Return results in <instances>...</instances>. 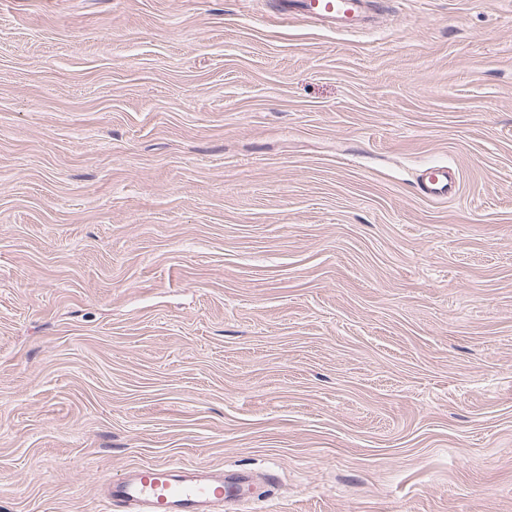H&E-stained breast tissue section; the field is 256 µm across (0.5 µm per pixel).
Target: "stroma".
I'll return each instance as SVG.
<instances>
[{"mask_svg":"<svg viewBox=\"0 0 512 512\" xmlns=\"http://www.w3.org/2000/svg\"><path fill=\"white\" fill-rule=\"evenodd\" d=\"M381 2L0 0V512H512V0ZM371 0H283L279 7L288 18L298 17L324 28L350 33L370 17ZM459 190V176L448 166L431 168L419 186V191L430 198L450 197ZM191 471L175 463L140 465L121 479L102 478L104 500L111 512H210L215 502L235 504L245 494L246 473L224 480Z\"/></svg>","mask_w":512,"mask_h":512,"instance_id":"1","label":"stroma"}]
</instances>
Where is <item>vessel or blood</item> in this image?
<instances>
[{
	"mask_svg": "<svg viewBox=\"0 0 512 512\" xmlns=\"http://www.w3.org/2000/svg\"><path fill=\"white\" fill-rule=\"evenodd\" d=\"M285 15L350 33L368 19L370 0H281ZM459 189L457 172L445 166L431 168L420 192L430 198L450 197ZM104 500L111 512H211L214 503H235L244 495L247 476L223 479L190 471L175 463L137 466L125 477L103 478Z\"/></svg>",
	"mask_w": 512,
	"mask_h": 512,
	"instance_id": "vessel-or-blood-1",
	"label": "vessel or blood"
}]
</instances>
